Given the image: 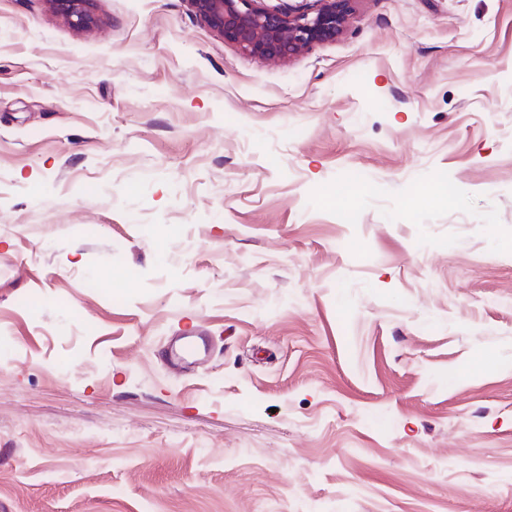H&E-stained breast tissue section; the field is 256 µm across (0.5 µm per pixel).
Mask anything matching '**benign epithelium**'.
Returning a JSON list of instances; mask_svg holds the SVG:
<instances>
[{
    "label": "benign epithelium",
    "mask_w": 512,
    "mask_h": 512,
    "mask_svg": "<svg viewBox=\"0 0 512 512\" xmlns=\"http://www.w3.org/2000/svg\"><path fill=\"white\" fill-rule=\"evenodd\" d=\"M76 31L96 24L92 0H43ZM198 15L225 40L251 56L276 62L303 55L319 42L336 39L350 12L351 0H315L311 10L274 11L258 0H192Z\"/></svg>",
    "instance_id": "1"
}]
</instances>
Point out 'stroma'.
Masks as SVG:
<instances>
[{"mask_svg":"<svg viewBox=\"0 0 512 512\" xmlns=\"http://www.w3.org/2000/svg\"><path fill=\"white\" fill-rule=\"evenodd\" d=\"M91 9L0 0V512H512V0ZM93 0H43L48 10L63 17L76 31L82 32L96 24L90 5ZM198 15L218 34L251 56L276 62L303 55L319 42L336 39L352 0H315L302 12L274 11L258 0H191Z\"/></svg>","mask_w":512,"mask_h":512,"instance_id":"obj_1","label":"stroma"}]
</instances>
